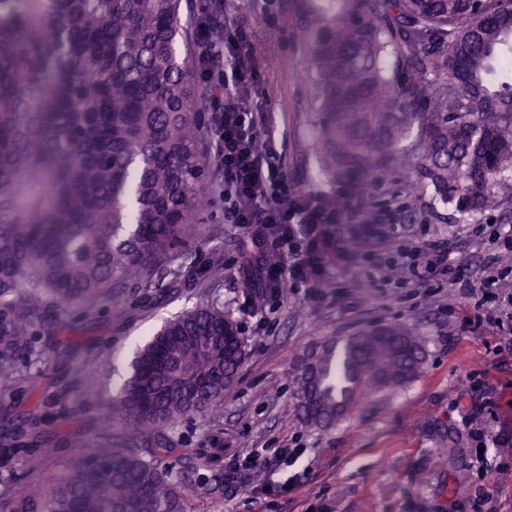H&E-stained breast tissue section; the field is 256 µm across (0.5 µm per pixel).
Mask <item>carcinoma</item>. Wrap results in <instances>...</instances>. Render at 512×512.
<instances>
[{
  "label": "carcinoma",
  "mask_w": 512,
  "mask_h": 512,
  "mask_svg": "<svg viewBox=\"0 0 512 512\" xmlns=\"http://www.w3.org/2000/svg\"><path fill=\"white\" fill-rule=\"evenodd\" d=\"M182 0H0V350L40 324L88 320L130 283L161 294L159 266L200 215L204 123ZM304 85L317 114L314 174L388 182L398 172L462 215L512 222V0H319L303 16ZM245 359L224 304L166 322L137 353L96 443L51 485L0 491V512H186L224 472L178 479L167 430L217 418ZM423 363L408 326L321 341L294 376L295 411L326 430L366 390ZM0 359V396L14 383Z\"/></svg>",
  "instance_id": "cac0c4a2"
}]
</instances>
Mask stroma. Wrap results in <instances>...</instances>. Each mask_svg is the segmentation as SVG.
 Listing matches in <instances>:
<instances>
[{
    "label": "stroma",
    "mask_w": 512,
    "mask_h": 512,
    "mask_svg": "<svg viewBox=\"0 0 512 512\" xmlns=\"http://www.w3.org/2000/svg\"><path fill=\"white\" fill-rule=\"evenodd\" d=\"M310 2L224 0V11L249 26L258 79L246 99L269 115L284 183L348 195L360 221L343 231L359 239L358 251L324 287L274 291L262 311H251L240 272L247 233L225 223L220 178L211 175L201 223L188 225L169 255V268L195 264V279L144 309L125 293L95 322L70 313L67 330L37 328L30 351L12 355L22 379L0 397L1 482L22 486L37 457L38 477L53 483L78 442L99 435L136 352L166 321L216 298L241 329L245 360L220 419L193 418L172 432L200 475L224 471L223 494H196L186 512H512V327L484 318L512 293V264L488 245V216L453 214L429 190L413 189L407 174L360 189L316 179L314 116L299 83L307 56L298 16ZM436 241L447 242L461 266L456 287L405 267L382 274L397 249ZM488 276L494 287H483ZM390 323L420 336L419 373L396 389L360 394L330 430L305 425L292 405L298 359L322 339ZM286 448L300 452L289 466Z\"/></svg>",
    "instance_id": "1"
}]
</instances>
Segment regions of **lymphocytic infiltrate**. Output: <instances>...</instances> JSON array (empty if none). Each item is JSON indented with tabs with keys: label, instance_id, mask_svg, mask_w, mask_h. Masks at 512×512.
Instances as JSON below:
<instances>
[{
	"label": "lymphocytic infiltrate",
	"instance_id": "lymphocytic-infiltrate-1",
	"mask_svg": "<svg viewBox=\"0 0 512 512\" xmlns=\"http://www.w3.org/2000/svg\"><path fill=\"white\" fill-rule=\"evenodd\" d=\"M209 27L208 19L198 18L196 50L199 75L214 88L206 110L212 161L224 177V210L233 223L246 229L249 239L283 256V264L264 273L269 287L280 288L288 281L316 287L330 265L351 256L349 243L332 240L328 227L349 223L354 211L286 188L279 157L271 147L259 145L267 113L250 112L244 106L242 92L257 77L244 50L247 32L236 21H228L219 47Z\"/></svg>",
	"mask_w": 512,
	"mask_h": 512
}]
</instances>
